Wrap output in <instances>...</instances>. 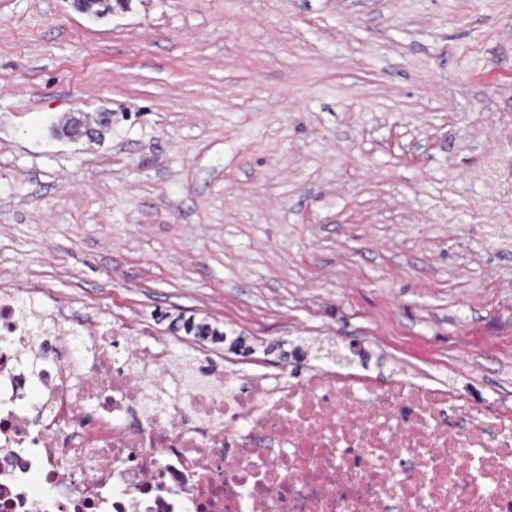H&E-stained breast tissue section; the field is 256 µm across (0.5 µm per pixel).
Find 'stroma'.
I'll list each match as a JSON object with an SVG mask.
<instances>
[{"label": "stroma", "instance_id": "1", "mask_svg": "<svg viewBox=\"0 0 512 512\" xmlns=\"http://www.w3.org/2000/svg\"><path fill=\"white\" fill-rule=\"evenodd\" d=\"M2 283L512 411V0H0ZM110 123L109 117L100 115L96 118L90 117L86 114H81L78 117L70 116L65 118L64 122L59 126V131L69 137H78L86 135V130L92 129L98 138L102 137L103 131ZM95 124L98 128H92Z\"/></svg>", "mask_w": 512, "mask_h": 512}]
</instances>
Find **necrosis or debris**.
<instances>
[{
	"mask_svg": "<svg viewBox=\"0 0 512 512\" xmlns=\"http://www.w3.org/2000/svg\"><path fill=\"white\" fill-rule=\"evenodd\" d=\"M34 302L0 290V512H512V414L448 385L229 361L190 382L170 345L119 363L115 325Z\"/></svg>",
	"mask_w": 512,
	"mask_h": 512,
	"instance_id": "necrosis-or-debris-1",
	"label": "necrosis or debris"
}]
</instances>
